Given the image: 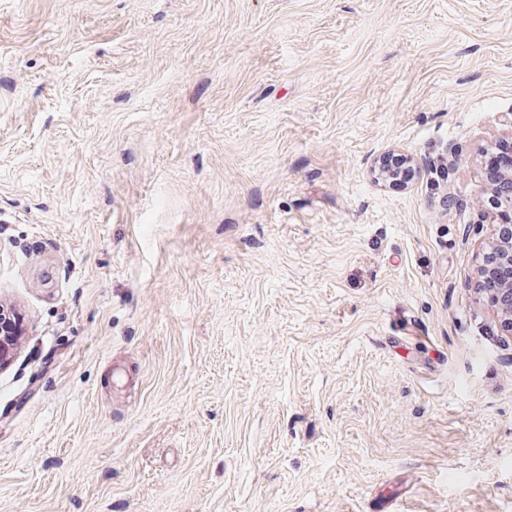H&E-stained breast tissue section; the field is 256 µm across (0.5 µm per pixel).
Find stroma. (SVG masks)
I'll return each mask as SVG.
<instances>
[{"label":"stroma","mask_w":512,"mask_h":512,"mask_svg":"<svg viewBox=\"0 0 512 512\" xmlns=\"http://www.w3.org/2000/svg\"><path fill=\"white\" fill-rule=\"evenodd\" d=\"M502 139L512 0H0V512H512ZM512 142L504 140L487 150L483 156L484 178L493 187L488 197V202L493 209V219L498 225H511L512 232V208L508 211L501 210V203L498 205L499 187L503 184L506 175L512 174L511 167ZM18 319L10 307L0 303V369L14 359V345L21 335Z\"/></svg>","instance_id":"35a3bbf8"}]
</instances>
